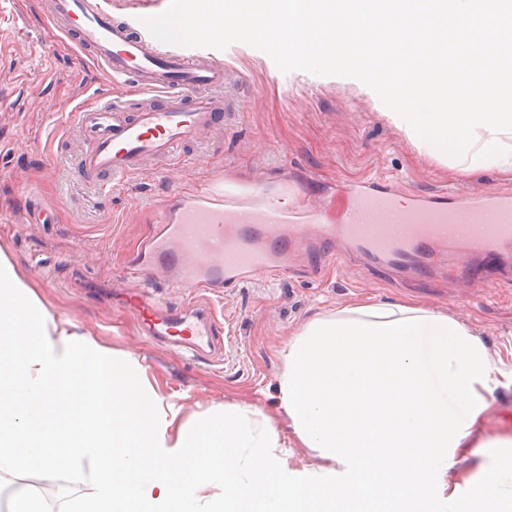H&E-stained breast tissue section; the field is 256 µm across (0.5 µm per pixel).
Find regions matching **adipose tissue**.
Segmentation results:
<instances>
[{
    "mask_svg": "<svg viewBox=\"0 0 512 512\" xmlns=\"http://www.w3.org/2000/svg\"><path fill=\"white\" fill-rule=\"evenodd\" d=\"M282 355L278 416L321 467L292 466L235 406L175 427L133 354L75 337L0 254V472L108 462L87 512H512V435L487 431L512 368L466 321L356 302Z\"/></svg>",
    "mask_w": 512,
    "mask_h": 512,
    "instance_id": "ef3b65f1",
    "label": "adipose tissue"
}]
</instances>
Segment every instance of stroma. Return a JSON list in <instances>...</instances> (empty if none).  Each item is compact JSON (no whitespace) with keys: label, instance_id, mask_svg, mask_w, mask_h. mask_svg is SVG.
Wrapping results in <instances>:
<instances>
[{"label":"stroma","instance_id":"35a3bbf8","mask_svg":"<svg viewBox=\"0 0 512 512\" xmlns=\"http://www.w3.org/2000/svg\"><path fill=\"white\" fill-rule=\"evenodd\" d=\"M46 2L0 0V251L75 332L134 352L152 388L179 406L178 424L239 405L249 408L255 433H275L291 462H313V451L289 436L276 412L285 371L281 350L313 318L367 295L464 318L512 367V267L500 257L481 260L473 283L462 273L416 263L378 264L336 242L295 246L291 269L278 280H255L207 298L217 318L214 354L195 357L149 339L122 300L120 277L175 192L256 188L316 208L353 182L393 183L408 196L512 192V180L494 171L455 177L380 116L354 79L285 74L264 52L236 42L207 51L213 63L234 72L224 88L230 108L219 130L183 146L177 163L150 166L96 193L76 176L93 143L77 129L72 108L109 100L127 113L142 96L136 84H112L87 52L53 27ZM33 207L44 223H26ZM83 470L81 480L63 469L0 472V495L11 502L33 493L45 512H71L94 491V465Z\"/></svg>","mask_w":512,"mask_h":512}]
</instances>
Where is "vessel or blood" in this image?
Returning a JSON list of instances; mask_svg holds the SVG:
<instances>
[{
  "instance_id": "vessel-or-blood-1",
  "label": "vessel or blood",
  "mask_w": 512,
  "mask_h": 512,
  "mask_svg": "<svg viewBox=\"0 0 512 512\" xmlns=\"http://www.w3.org/2000/svg\"><path fill=\"white\" fill-rule=\"evenodd\" d=\"M47 15L113 84L134 81L151 97L131 119L109 102L78 108V126L95 141L78 170L90 188L106 190L150 160L173 159L183 142L215 127L217 115L227 111L223 68L114 17L112 0H48ZM326 240L401 267L416 252L441 266L455 250L495 255L512 247V195L483 190L403 204L392 189L366 182L344 192L330 222L319 210L295 212L286 199L253 207L198 189L175 196L141 238L125 268L126 301L154 338L204 352L215 334L212 317L199 308L180 315L156 309L142 298L147 282L159 276L189 294L217 296L230 286L282 276L289 244Z\"/></svg>"
}]
</instances>
